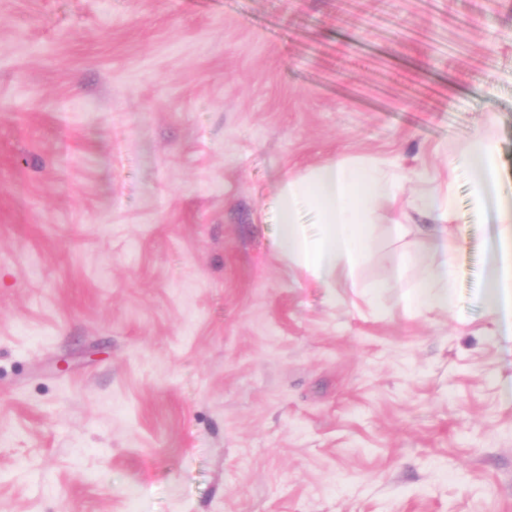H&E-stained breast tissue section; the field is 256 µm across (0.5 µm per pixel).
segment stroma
Wrapping results in <instances>:
<instances>
[{
	"label": "stroma",
	"instance_id": "1",
	"mask_svg": "<svg viewBox=\"0 0 512 512\" xmlns=\"http://www.w3.org/2000/svg\"><path fill=\"white\" fill-rule=\"evenodd\" d=\"M512 0H0V512H512L498 226ZM376 162L456 203L417 314L377 207L360 279L277 248L281 181ZM495 152V142L482 129L475 132L471 142L448 158V169L456 170L458 167H473L478 171V185L482 193L492 186L496 187L497 176L491 164Z\"/></svg>",
	"mask_w": 512,
	"mask_h": 512
}]
</instances>
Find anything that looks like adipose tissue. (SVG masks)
Masks as SVG:
<instances>
[{"instance_id":"obj_1","label":"adipose tissue","mask_w":512,"mask_h":512,"mask_svg":"<svg viewBox=\"0 0 512 512\" xmlns=\"http://www.w3.org/2000/svg\"><path fill=\"white\" fill-rule=\"evenodd\" d=\"M494 152V140L486 131L477 130L466 147L449 157L448 168H475L480 190H487L497 184L491 164ZM417 179L423 189L408 201L402 198L401 186L378 168L343 161L317 166L301 179L284 182L277 194L281 257L325 287L342 281L354 292L367 293L371 286L357 272L370 239V215L377 204L404 202L429 217L433 227L416 247L398 251L393 276L400 279L408 270H419V277L405 292L409 307L420 312L453 309L457 266L448 246L451 195L432 186L426 173H418ZM305 204L316 213L313 234L299 221V210ZM496 220L498 251L484 287L489 314L499 324L501 335L512 340V215L501 209Z\"/></svg>"}]
</instances>
